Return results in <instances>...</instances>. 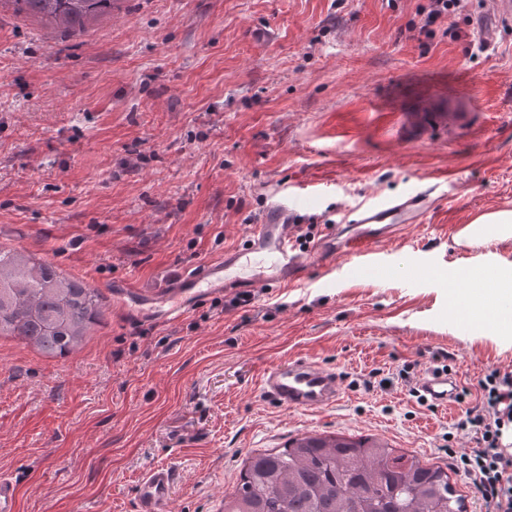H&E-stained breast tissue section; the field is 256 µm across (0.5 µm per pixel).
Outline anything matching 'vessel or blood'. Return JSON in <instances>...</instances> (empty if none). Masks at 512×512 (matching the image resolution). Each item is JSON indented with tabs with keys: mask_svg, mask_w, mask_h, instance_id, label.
<instances>
[{
	"mask_svg": "<svg viewBox=\"0 0 512 512\" xmlns=\"http://www.w3.org/2000/svg\"><path fill=\"white\" fill-rule=\"evenodd\" d=\"M479 30L512 19V0H490ZM438 200L431 190L421 189L381 203H366L353 209L350 228L330 227L312 251L297 250L293 243L292 214L287 205H272L262 223L253 225L245 248L225 252L217 260L182 273L170 292L152 303L149 312L160 320L177 318L185 310L232 288H261L271 283L291 285L299 280L311 261L354 262L369 271L380 268L376 246L395 237L406 225L423 223L435 211ZM261 393L282 407L296 410L322 409L339 401L342 387L336 371L297 356L266 368L260 377ZM456 383L447 373L429 372L419 384V393L433 405L445 407L455 398ZM175 488L174 470L154 466L140 478L137 512H169ZM18 481L0 475V512H17Z\"/></svg>",
	"mask_w": 512,
	"mask_h": 512,
	"instance_id": "b4317fda",
	"label": "vessel or blood"
}]
</instances>
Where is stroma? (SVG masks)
<instances>
[{
    "instance_id": "obj_1",
    "label": "stroma",
    "mask_w": 512,
    "mask_h": 512,
    "mask_svg": "<svg viewBox=\"0 0 512 512\" xmlns=\"http://www.w3.org/2000/svg\"><path fill=\"white\" fill-rule=\"evenodd\" d=\"M430 0H116L62 41L0 8V245L99 291L102 316L54 357L0 336V473L19 512H136L146 469L177 473L170 512H223L249 454L321 434L371 437L457 468L477 381L512 371V335L461 332L448 276H512V237L467 243L512 212V22L470 54L487 0L426 25ZM480 88L477 100L459 95ZM436 185L439 206L380 244L386 270L339 259L231 307L131 319L119 284L159 294L244 245L286 198L302 223ZM304 356L339 375L315 411L263 397L261 373ZM449 366L465 399L429 408L420 379ZM512 212L488 214L479 218L465 230V237L485 241L512 236Z\"/></svg>"
}]
</instances>
